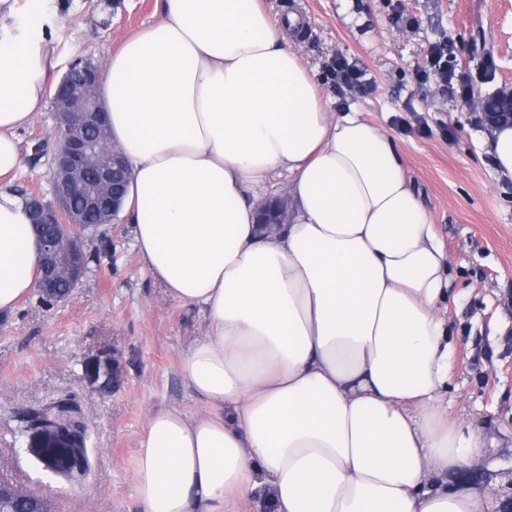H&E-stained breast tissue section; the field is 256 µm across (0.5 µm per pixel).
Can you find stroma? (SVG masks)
<instances>
[{"label": "stroma", "instance_id": "1", "mask_svg": "<svg viewBox=\"0 0 512 512\" xmlns=\"http://www.w3.org/2000/svg\"><path fill=\"white\" fill-rule=\"evenodd\" d=\"M12 2L0 13V39L48 47L57 78L78 57L106 66L125 38L161 17L157 0H45L36 16L28 0ZM260 2L273 22L292 12L302 18L295 47L332 104L358 109L394 139L448 251V417L485 442L481 457L449 472L448 482L490 497L491 512H512V182L497 180L474 113L421 74L430 46L444 43L449 65L469 75L473 92L512 83V0ZM339 58L364 69L371 89L337 90L331 67ZM53 123L49 105L19 131L16 190L49 192L48 160L31 153ZM93 247L72 297L49 305L34 292L0 314V468L52 512H140L131 462L151 414L208 408L179 375L204 320L151 277L127 218L104 226ZM103 352L122 366L108 393L91 387L84 371ZM59 397L78 402L87 419L91 471L80 484L46 471L19 430L23 411Z\"/></svg>", "mask_w": 512, "mask_h": 512}]
</instances>
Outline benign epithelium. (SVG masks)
Instances as JSON below:
<instances>
[{"mask_svg":"<svg viewBox=\"0 0 512 512\" xmlns=\"http://www.w3.org/2000/svg\"><path fill=\"white\" fill-rule=\"evenodd\" d=\"M55 124L50 132L53 150L50 195L35 190L27 197L30 224L36 227L40 246L41 277L36 288L44 294L66 280L75 290L86 274L84 256L92 233L84 215L73 206L81 198L85 209L101 216L100 223L117 222L119 206L128 178V166L120 149L106 137L95 140L91 131L107 130L100 69L92 60L78 58L68 66L52 89ZM500 111L491 112L487 99L475 95L469 105L478 110L483 125L512 123V86L498 93ZM261 223L286 224L288 203L282 199L276 208L259 206ZM76 414L66 422L41 423L26 430L28 450L49 472L71 478V470L87 453L86 423L83 410L72 405Z\"/></svg>","mask_w":512,"mask_h":512,"instance_id":"obj_1","label":"benign epithelium"}]
</instances>
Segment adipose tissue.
I'll return each instance as SVG.
<instances>
[{"label": "adipose tissue", "mask_w": 512, "mask_h": 512, "mask_svg": "<svg viewBox=\"0 0 512 512\" xmlns=\"http://www.w3.org/2000/svg\"><path fill=\"white\" fill-rule=\"evenodd\" d=\"M113 53L101 88L131 179L122 211L168 295L206 332L182 358L210 406L153 414L132 461L141 512H487L449 485L481 455L442 412L452 345L448 253L392 137L333 111L259 0H162ZM55 61L0 50V312L36 286L39 245L17 132L46 103ZM287 175L273 234L258 188Z\"/></svg>", "instance_id": "adipose-tissue-1"}]
</instances>
